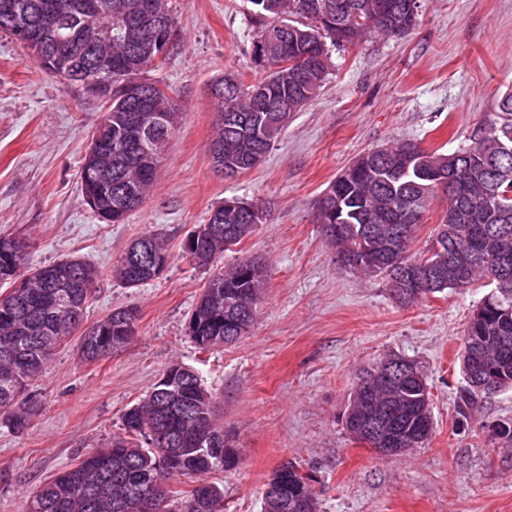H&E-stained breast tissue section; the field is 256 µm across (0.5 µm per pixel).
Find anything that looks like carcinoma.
Wrapping results in <instances>:
<instances>
[{"mask_svg":"<svg viewBox=\"0 0 512 512\" xmlns=\"http://www.w3.org/2000/svg\"><path fill=\"white\" fill-rule=\"evenodd\" d=\"M42 0H0V33H11V18H26L32 26L41 22ZM94 26L109 30L110 40L74 60L70 68L56 72L70 82L77 73L89 75L99 54L112 55L113 98L111 111L98 118L94 133L104 144L100 164L111 181L98 191L92 210L106 223L120 224L146 200L163 155L178 125L168 120L177 103L166 92L151 98L143 109L125 91L124 83L137 66H152L143 49L147 37H132L140 0H95ZM258 32L252 41L251 59L264 77L250 85L228 77L214 82L223 92L214 96L222 119L215 124L211 144L224 146V167L249 170L247 159L266 154L285 127L270 123L272 109L296 111V104L310 100L321 90L328 73L330 48L356 44L366 34L398 36L416 25L420 0H355L360 10L353 22L336 20V0H249ZM87 27L78 12L66 13L63 24L41 31L42 51L66 42ZM498 119L477 133L472 143L456 151L455 166L448 154L429 151L405 140L379 150L368 164L351 163L336 176L318 202V223L337 224L341 235H326L336 246L343 265L366 274L381 275L391 284L398 269L423 265L433 273V285L424 298L455 289L448 267V246L453 238L464 253L476 250L481 263L470 267L468 288L485 278L501 257L495 236L475 240L478 224L505 226L512 231V92L498 102ZM451 172L466 197L442 188L427 176ZM448 199L437 233L424 256L410 253V244L426 212L439 195ZM208 223L220 231L190 257L198 268L209 270L188 321V336L198 349L210 350L232 344L247 334L239 325L252 326L256 316L265 263L241 258L226 267L219 265L224 253L233 250L255 228L248 213L220 201L210 211ZM159 259L170 263L166 236L151 231L137 238ZM32 242L0 234V424L16 434L24 433L36 416L39 399L29 382L51 361L57 348L72 333L83 329L79 354L86 362L101 360L112 350L128 344L136 333L138 311L121 306L92 326L82 328L87 309L100 279L99 269L76 256L51 264L31 266ZM127 253L112 264L113 278L124 288H138L153 280L142 267L126 265ZM60 268L66 275L49 282L41 274ZM25 287H16L17 283ZM488 346L486 364L462 362L464 384L456 395L457 413L467 419L484 392L470 384L488 367L501 385L512 386V307L485 310L470 318L460 351ZM181 394L172 402L165 387L153 385L145 397L122 416V433L109 446L93 449L79 462L59 471L37 487L25 501L24 512H143L142 499L164 503L161 512H190L186 504L191 490H172L171 479L183 476L201 484L205 495L195 512H224L223 491L207 481L216 471L239 465V453L224 446V428L217 424L216 403L198 372L189 367L177 371ZM428 393L413 382L377 394L379 419L423 443L420 429L428 420ZM165 431L166 446L151 448L148 433ZM293 483L304 484L319 512L311 477L293 464Z\"/></svg>","mask_w":512,"mask_h":512,"instance_id":"cac0c4a2","label":"carcinoma"}]
</instances>
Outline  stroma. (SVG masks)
Segmentation results:
<instances>
[{"mask_svg": "<svg viewBox=\"0 0 512 512\" xmlns=\"http://www.w3.org/2000/svg\"><path fill=\"white\" fill-rule=\"evenodd\" d=\"M181 39L145 77L179 104V131L145 201L108 224L85 203L79 171L102 101L63 85L0 33V233L30 238L31 262L80 257L101 272L87 323L138 310L130 343L87 363L69 336L30 384L40 412L23 434L0 425V512H22L29 492L119 433L122 415L172 365L196 369L240 455L210 474L224 512H260L282 464L313 476L320 512H512V447L492 429L512 420V388L481 398L461 420L458 359L471 315L491 290L476 282L400 306L383 278L345 267L317 222L320 197L359 155L412 139L453 152L495 121L512 89V0H424L415 27L331 50L323 89L292 113L257 167L227 181L209 155L220 75L261 78L251 56L249 0H170ZM237 196L264 203L258 225L224 265L266 264L256 320L240 341L200 351L186 333L207 270L183 246L212 206ZM163 231L171 264L138 288L112 263L132 240ZM392 357L425 374L434 431L394 457L351 437L345 414L363 371Z\"/></svg>", "mask_w": 512, "mask_h": 512, "instance_id": "1", "label": "stroma"}]
</instances>
